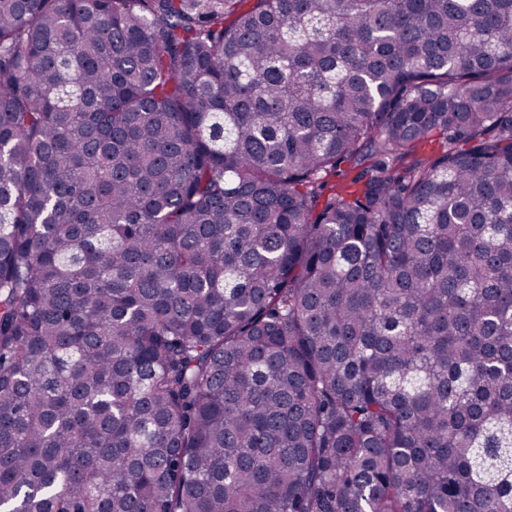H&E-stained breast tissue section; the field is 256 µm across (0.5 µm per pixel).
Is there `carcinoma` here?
Returning a JSON list of instances; mask_svg holds the SVG:
<instances>
[{"label":"carcinoma","mask_w":512,"mask_h":512,"mask_svg":"<svg viewBox=\"0 0 512 512\" xmlns=\"http://www.w3.org/2000/svg\"><path fill=\"white\" fill-rule=\"evenodd\" d=\"M244 2L0 0V512H512V0Z\"/></svg>","instance_id":"cac0c4a2"}]
</instances>
